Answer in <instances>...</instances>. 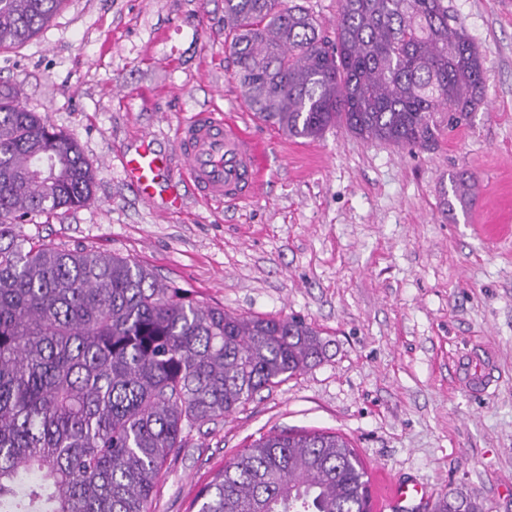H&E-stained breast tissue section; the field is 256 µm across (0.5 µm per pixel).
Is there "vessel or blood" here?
Here are the masks:
<instances>
[{"label":"vessel or blood","mask_w":512,"mask_h":512,"mask_svg":"<svg viewBox=\"0 0 512 512\" xmlns=\"http://www.w3.org/2000/svg\"><path fill=\"white\" fill-rule=\"evenodd\" d=\"M174 140L185 161L178 176L171 170L167 155L156 150L149 138H142L138 147L121 155L123 179L140 198L153 202L161 197L167 210L180 209L182 199L171 187L177 177L208 201L236 205L258 196L263 182L261 147L235 123L225 120L222 110L184 115ZM461 385L468 392H487L490 380L485 367L467 368Z\"/></svg>","instance_id":"obj_1"}]
</instances>
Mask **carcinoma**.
Segmentation results:
<instances>
[{
	"label": "carcinoma",
	"mask_w": 512,
	"mask_h": 512,
	"mask_svg": "<svg viewBox=\"0 0 512 512\" xmlns=\"http://www.w3.org/2000/svg\"><path fill=\"white\" fill-rule=\"evenodd\" d=\"M66 0H0V49ZM247 108L295 138L342 123L431 149L486 96L485 58L448 0H339L335 42L285 0H224ZM55 174L45 178L40 165ZM96 169L66 132L0 90V512H151L192 430L321 361L296 318L205 305L129 256L25 244L15 227L92 200ZM368 474L334 432L282 430L197 493V512H369ZM432 512H484L442 493Z\"/></svg>",
	"instance_id": "cac0c4a2"
}]
</instances>
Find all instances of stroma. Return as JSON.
<instances>
[{
    "mask_svg": "<svg viewBox=\"0 0 512 512\" xmlns=\"http://www.w3.org/2000/svg\"><path fill=\"white\" fill-rule=\"evenodd\" d=\"M486 58V100L437 148L363 140L344 126L290 139L244 104L224 45V0H67L0 50V86L64 130L97 170L87 206L18 225L45 243L131 256L208 305L295 317L329 346L313 367L191 433L153 512H187L254 440L323 430L356 448L371 489L415 482L512 512V0H448ZM221 108L262 147L256 200L163 212L124 183L118 156L151 136L175 153L180 118ZM474 186L461 208L451 182ZM488 362V394L457 385Z\"/></svg>",
    "mask_w": 512,
    "mask_h": 512,
    "instance_id": "1",
    "label": "stroma"
}]
</instances>
